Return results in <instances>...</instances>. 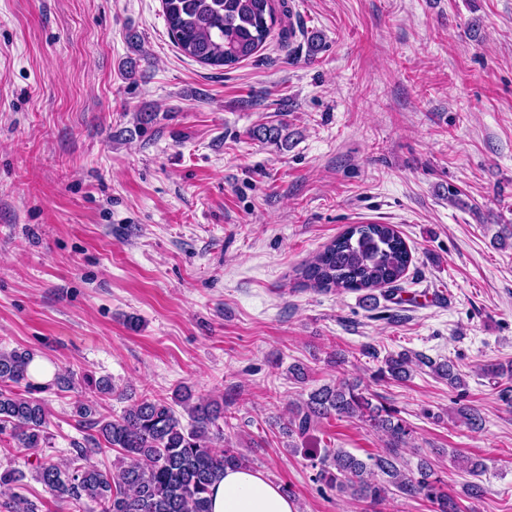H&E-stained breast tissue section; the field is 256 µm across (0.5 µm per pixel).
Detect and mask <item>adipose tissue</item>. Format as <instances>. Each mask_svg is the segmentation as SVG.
Returning <instances> with one entry per match:
<instances>
[{
	"instance_id": "obj_1",
	"label": "adipose tissue",
	"mask_w": 512,
	"mask_h": 512,
	"mask_svg": "<svg viewBox=\"0 0 512 512\" xmlns=\"http://www.w3.org/2000/svg\"><path fill=\"white\" fill-rule=\"evenodd\" d=\"M210 498L212 512H297L278 485L249 468L226 469Z\"/></svg>"
}]
</instances>
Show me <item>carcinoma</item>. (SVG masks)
Wrapping results in <instances>:
<instances>
[{
  "mask_svg": "<svg viewBox=\"0 0 512 512\" xmlns=\"http://www.w3.org/2000/svg\"><path fill=\"white\" fill-rule=\"evenodd\" d=\"M169 36L181 53L197 62L232 68L251 58L273 33L283 46L290 34L284 25L287 0H161ZM285 125L261 126L256 138L279 142ZM412 254L393 224H351L321 251L297 269L298 279L320 291H391L407 273ZM29 350L0 351V435L18 448L49 447L46 404L29 396ZM425 366L448 381L452 389L464 385L451 362L435 363L421 354L401 352L384 359L379 375L403 380ZM22 385L26 393L13 387ZM187 414L182 424L174 406ZM85 444H74L66 467L42 462L35 480L62 501L95 503L100 512H210L212 483L227 467H249L237 448L217 453L212 444L224 436L218 420L224 403L197 400L180 386L171 402L143 397L116 417L97 414L94 406H75ZM456 414L472 430L482 425L480 410L459 407ZM357 419L384 436L385 448L359 459L342 448H327L312 457L315 480L340 497L379 505L389 496L425 499L433 512H460L455 497L444 490L432 464L420 460L412 470L402 452L412 441V429L394 411L375 404L359 382L342 378L312 390L306 400L289 410L288 437H305L324 419ZM120 454L115 470L99 468L91 456L103 448ZM4 512H38L35 503L15 495L0 504Z\"/></svg>",
  "mask_w": 512,
  "mask_h": 512,
  "instance_id": "carcinoma-1",
  "label": "carcinoma"
}]
</instances>
